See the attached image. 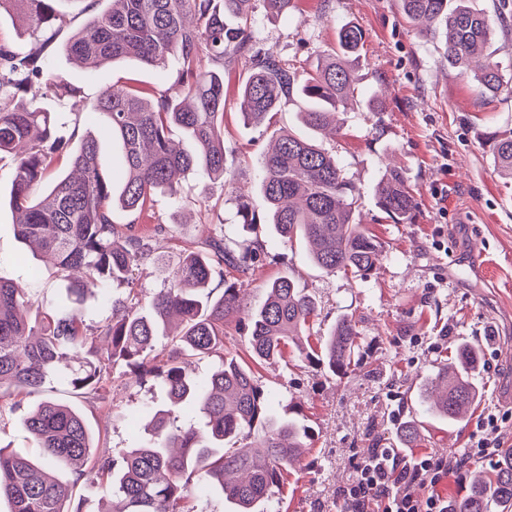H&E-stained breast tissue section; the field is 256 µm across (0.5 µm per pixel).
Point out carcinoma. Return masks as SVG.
<instances>
[{
	"mask_svg": "<svg viewBox=\"0 0 512 512\" xmlns=\"http://www.w3.org/2000/svg\"><path fill=\"white\" fill-rule=\"evenodd\" d=\"M55 0H0L23 12L33 31L55 20ZM65 45L67 55L87 69L132 60L145 66L173 68V90L151 98L129 86L106 88L95 109L109 119L108 132L121 147L122 187L99 167L92 135L73 144L58 134L52 113L28 97L35 85L61 94L77 89L46 64L43 50L0 42V158L15 162L9 204L18 237L38 247L42 260L61 272L78 271L69 281L70 303L52 310L34 307L14 284L0 279V390L33 395L46 380L70 370L76 394L105 399L112 370L125 368L127 388L149 382L166 400L135 448L97 453L94 436L75 407L50 398L27 411L22 422L39 456L25 448L0 446V499L9 512H83L73 497L83 480H97L112 491V512H207L191 505L216 493L233 512H267L284 499L289 470L309 447L308 431L292 418L270 412L269 400L253 367L284 358L291 349L307 363L341 378L359 349L357 321L339 317L318 347H304L318 318V303L289 276L266 285L263 302L244 318L248 359L224 357V323L239 314L237 283L224 279V268L242 273L255 268L258 248L245 243L231 250L224 228L182 246L168 287L144 308L136 302V271L153 253L149 238L112 220L114 205L142 214L157 194L177 203L178 174L201 172L224 179V70L246 59L249 74L238 90L243 121L260 126L295 103L310 131L336 127V113L354 99L353 64L364 48L362 31L349 23L337 33L336 50L310 69L284 66L260 47L253 0H110ZM405 18L441 31L448 70L476 82L480 94H512V82L487 53L494 26H507L508 6L501 0L495 17L467 0H401ZM181 129L191 149H176L169 130ZM485 146L497 173L512 181V131L490 132ZM67 156L73 172L59 176L39 196L55 159ZM258 212L250 196L235 198L238 223L265 224L292 245L310 248L313 263L326 273L370 278L380 243L353 216L356 187L336 161L310 137L282 132L260 159ZM382 212L396 221L416 206L402 171L383 173L375 189ZM224 284L214 295L213 281ZM124 285L128 295L112 296V315L91 337L78 305L94 287ZM216 356L220 366L199 380L193 360ZM479 346L460 344L453 365H442L422 380L419 398L426 410L451 423L463 419L482 395ZM193 408L205 418L204 429L177 424L178 413ZM406 448L421 440L416 419L402 422ZM69 469L72 480L54 476ZM465 493L448 500V512H512V448H501L492 472L469 468Z\"/></svg>",
	"mask_w": 512,
	"mask_h": 512,
	"instance_id": "obj_1",
	"label": "carcinoma"
}]
</instances>
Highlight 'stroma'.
Returning <instances> with one entry per match:
<instances>
[{"instance_id": "stroma-1", "label": "stroma", "mask_w": 512, "mask_h": 512, "mask_svg": "<svg viewBox=\"0 0 512 512\" xmlns=\"http://www.w3.org/2000/svg\"><path fill=\"white\" fill-rule=\"evenodd\" d=\"M107 0H58V19L48 64L79 88V95L45 92L44 110L63 113L79 135L93 134L105 175L122 167L118 145L97 114L100 91L113 83L133 82L154 93L170 86L169 74L133 61L91 71L74 64L64 51L68 39L90 16L107 8ZM264 49L283 63L305 68L336 47V32L357 24L365 45L355 64L357 102L340 116V131L319 135L358 193L354 214L382 245V259L372 276L361 281L315 267L299 246L286 244L265 226L243 229L232 202L244 191L262 207L258 168L262 154L282 131H300L296 108L286 105L270 125H244L237 90L248 76L247 61L224 74V149L227 173L213 181L199 173L181 179L182 205L169 206L155 196L148 216L114 210L113 221L132 233L150 235L157 261L136 276L141 302L166 288L168 272L184 241L223 223L225 242L235 248L258 241L260 262L243 274L241 307L259 306L265 286L289 275L318 302L315 336L327 333L336 319L358 321V361L342 378L305 366L297 353L257 368L256 378L272 398L274 414L294 418L310 428L312 442L285 488L288 512H339L342 494L357 461L372 448H394L396 431L418 414L417 389L427 374L453 358L464 340L482 349V397L461 423L425 418L414 456L433 454L455 460L487 410L512 409V183L495 171L483 145L491 131H512V97H479L470 79L449 72L442 38L420 33L403 16L399 0H298L297 8L278 18L256 7ZM382 93L379 111L366 100ZM402 168L415 198L411 217L394 222L378 208L374 188L387 164ZM14 165L0 161V278L23 288L32 301L50 307L65 300L60 272L38 260L32 246L16 234L9 205ZM479 261H472V252ZM43 396L75 405L85 416L100 448L117 451L138 446L150 420L149 410L163 395L145 385L125 389L115 377L111 395L120 417H102L105 404L73 393L65 376L42 388ZM34 397L0 393V444L30 447L21 421Z\"/></svg>"}]
</instances>
